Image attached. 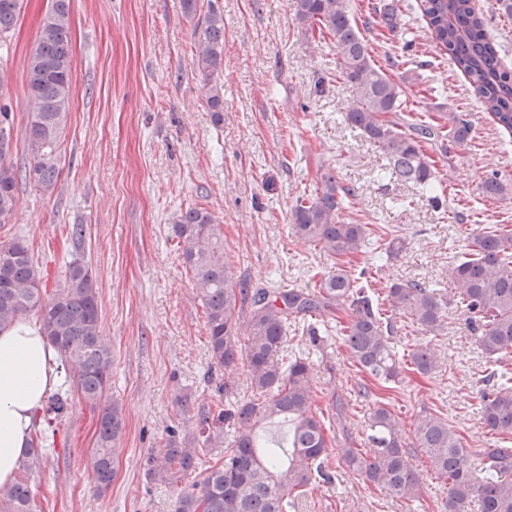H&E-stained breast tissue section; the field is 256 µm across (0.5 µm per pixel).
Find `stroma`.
Instances as JSON below:
<instances>
[{
	"label": "stroma",
	"mask_w": 512,
	"mask_h": 512,
	"mask_svg": "<svg viewBox=\"0 0 512 512\" xmlns=\"http://www.w3.org/2000/svg\"><path fill=\"white\" fill-rule=\"evenodd\" d=\"M224 15V121L214 124L203 81L192 66V22L181 0H71L74 96L57 150L61 177L53 196L19 183L18 205L0 224V243L27 240L44 286L68 280L80 257L97 278L100 322L112 349L109 394L123 407L125 429L111 488L97 493L91 469L97 414L82 402L55 426V444L32 489L40 512H174L179 486L145 477L151 453L169 429L195 432L200 405L240 396L249 380L239 368L226 393L224 373L212 367L204 309L171 231L187 207L209 210L224 228V254L235 276L253 288L305 287L333 257L297 239L291 211L319 167L355 187V211L343 220L371 225L375 238L403 239L404 248L371 262L353 258L369 293L383 299L389 281L418 279L443 294V332H421L395 315L399 351L431 346L440 356L428 377L404 370L393 387L369 381V399H355L360 375L335 329L291 317L284 350L308 356L321 407L343 402L347 426L371 452L367 421L375 401L389 403L404 424L430 410L461 433L467 448L493 446L476 394L492 371L477 347L466 308L453 296L448 266L467 252L473 230L512 227V194L484 198L485 175L512 181V137L482 111L467 80L436 48L420 0H350V10L375 65L424 116L467 114L473 124L464 147L448 146L433 191L384 180L385 159L344 114L353 102L340 76L333 38L307 32L292 0H212ZM397 7L394 24L383 9ZM51 0H24L17 24L0 40V101L11 112L12 155L27 166L25 66ZM83 225L82 245L70 237ZM325 341L315 346L310 328ZM189 396L180 405L181 396ZM423 477L419 499L397 500L338 469L318 482L294 512H446L448 485L431 459L413 451Z\"/></svg>",
	"instance_id": "35a3bbf8"
}]
</instances>
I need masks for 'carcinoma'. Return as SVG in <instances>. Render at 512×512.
Listing matches in <instances>:
<instances>
[{"mask_svg":"<svg viewBox=\"0 0 512 512\" xmlns=\"http://www.w3.org/2000/svg\"><path fill=\"white\" fill-rule=\"evenodd\" d=\"M181 2L184 15L195 20L193 65L218 126L224 121V14L204 6V0ZM23 3L0 0V37L16 25ZM293 7L306 31L336 40L341 74L355 95L345 121L382 151L387 160L383 175L435 188L436 161L424 147L440 152L447 140L465 144L471 121L457 112L448 113L442 123L413 115L399 86L374 64L348 0H293ZM420 9L437 47L468 79L482 109L512 137V70L503 65L473 0H421ZM69 14L70 0H53L27 60L23 95L28 105L29 164L22 173L9 158L12 138H4V132L10 121L8 113L0 111V224L8 223L17 208L18 180L45 195L57 189L56 150L73 89ZM481 190L488 199L503 198L512 192V184L494 172L482 181ZM355 198L353 189L340 185L334 170L321 168L314 189L296 200L291 212L294 235L338 259L310 289L249 288L235 278L224 255V230L207 209L191 207L174 218L171 230L180 257L204 307L211 359L224 370V382L234 378L241 363L250 381V393L239 400L199 407L196 437H172L148 458L146 475L151 480L172 481L197 471L191 486L177 494L175 512H288L316 479L332 480L325 464L334 445L353 478L394 499L409 501L421 495V477L411 462L403 426L387 403L375 402L369 415L376 451L367 456L348 433L344 405L338 403L328 412L319 407L309 361L278 356L288 317L331 319L348 303L350 319L337 321V332L354 366L383 382L399 375L401 365L391 341L394 324L382 316L347 266V259L364 253L370 241L369 225L339 219L343 206ZM448 276L466 303L478 347L497 365L478 392L481 420L492 435L512 439V371L504 366L505 358L512 357V230L497 227L473 234L469 253L449 265ZM248 300L251 310L242 319L235 314L236 307ZM385 300L392 311L427 333L444 328L441 299L423 282L393 281L386 285ZM29 314L37 317L57 353L62 386L99 411L93 471L97 492H105L115 475L124 417L119 402L109 396L112 351L102 334L96 276L89 265L74 259L66 284L49 290L42 285L27 242L15 238L0 243V331ZM410 364L418 375L429 376L438 360L432 350L421 347L411 353ZM67 408L68 397L51 395L43 422L52 424ZM275 422L290 425L285 447L269 448L260 437L263 425ZM226 425L234 434L224 449V462L196 470L195 442L221 446ZM410 433L434 461L436 478L448 483V512H512V448H485L475 464L461 435L427 410L415 415ZM46 455V437L38 430L19 462L14 483L0 488V512H38L30 480Z\"/></svg>","mask_w":512,"mask_h":512,"instance_id":"1","label":"carcinoma"}]
</instances>
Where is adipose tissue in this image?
I'll list each match as a JSON object with an SVG mask.
<instances>
[{"label": "adipose tissue", "instance_id": "adipose-tissue-1", "mask_svg": "<svg viewBox=\"0 0 512 512\" xmlns=\"http://www.w3.org/2000/svg\"><path fill=\"white\" fill-rule=\"evenodd\" d=\"M54 366L40 325L23 318L0 331V486L15 478L36 414L56 383Z\"/></svg>", "mask_w": 512, "mask_h": 512}]
</instances>
